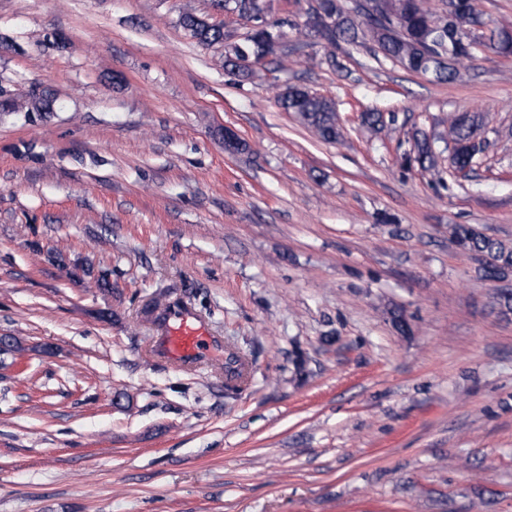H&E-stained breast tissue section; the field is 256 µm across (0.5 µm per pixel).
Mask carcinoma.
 <instances>
[{
	"label": "carcinoma",
	"instance_id": "carcinoma-1",
	"mask_svg": "<svg viewBox=\"0 0 512 512\" xmlns=\"http://www.w3.org/2000/svg\"><path fill=\"white\" fill-rule=\"evenodd\" d=\"M318 8L336 14V26L291 23L289 28L304 38L323 41L331 47L339 43H369L384 57L404 70L431 76L437 82H450L457 66L474 58L473 45L491 48L501 55H512V24L505 21L494 26L491 35L482 38L475 26L483 23L479 0H457L456 17L445 19L433 10L429 0H358L349 11L336 7V0H316ZM212 5L241 18H253L269 9L266 0H212ZM180 24L205 48L224 49V69L242 78L253 74L254 64L262 59L288 57V46L271 42L265 32L251 37H238L224 25L209 22L191 11L181 14ZM286 112L294 113L323 141L336 143L342 139L334 102L309 88L290 84L278 95ZM53 109L48 94L32 96L28 113H46ZM362 124L378 134L386 127L383 112L373 109L362 113ZM483 127V115L457 114L448 120V142L452 144L450 161L457 170L472 169L477 158L489 146L488 140L474 136ZM439 155L426 135L413 136V148L405 155L404 165L431 170L437 168ZM452 241L470 255L485 258L478 268L480 277L512 276V245L487 235L471 224H453L449 228Z\"/></svg>",
	"mask_w": 512,
	"mask_h": 512
}]
</instances>
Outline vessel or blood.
Segmentation results:
<instances>
[{
    "label": "vessel or blood",
    "mask_w": 512,
    "mask_h": 512,
    "mask_svg": "<svg viewBox=\"0 0 512 512\" xmlns=\"http://www.w3.org/2000/svg\"><path fill=\"white\" fill-rule=\"evenodd\" d=\"M159 321L161 331L154 340L153 350L164 362L191 367L223 347L221 338L211 335L205 323L181 303L169 304Z\"/></svg>",
    "instance_id": "1"
}]
</instances>
